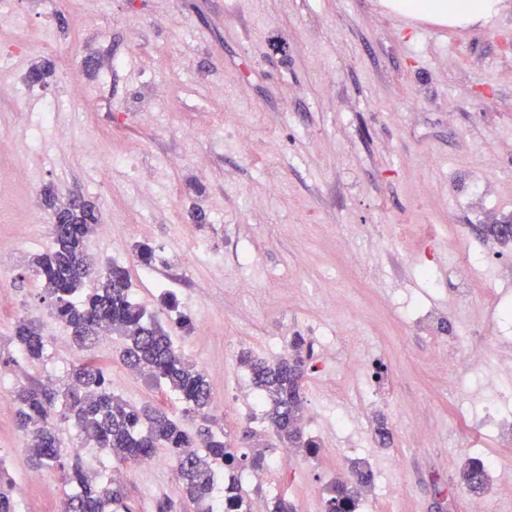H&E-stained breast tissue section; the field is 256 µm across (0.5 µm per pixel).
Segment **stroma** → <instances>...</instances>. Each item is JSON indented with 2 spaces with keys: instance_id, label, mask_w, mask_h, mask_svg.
I'll list each match as a JSON object with an SVG mask.
<instances>
[{
  "instance_id": "stroma-1",
  "label": "stroma",
  "mask_w": 512,
  "mask_h": 512,
  "mask_svg": "<svg viewBox=\"0 0 512 512\" xmlns=\"http://www.w3.org/2000/svg\"><path fill=\"white\" fill-rule=\"evenodd\" d=\"M17 40L26 52L13 70L44 78L0 96V249L18 256L0 267L1 378L5 358H22L9 338L27 312L48 336L29 379L66 377L74 362L28 268L50 244L45 192H74L112 226L88 238L89 253L128 266L134 298L204 368L207 417L233 446H279L239 397L251 386L239 350L274 360L284 336H357L382 355L372 402L337 400L311 360L302 423L321 447L260 478L243 472L251 512L277 495L322 512L327 487L356 463L374 474L360 496L369 512H497L512 485L476 494L461 470L478 452L512 476V445L491 440L486 415L512 364V246L496 231L512 225V8L457 29L382 0H56L47 14L39 0H0V51ZM105 53L121 68L97 66ZM140 244L155 249L151 265L136 262ZM458 253L479 259L470 278L448 262ZM163 277L171 309L153 286ZM178 313L204 324L183 334ZM467 333L484 358L456 381L439 353ZM120 345L110 337L90 354L113 392L181 417L163 384L129 374ZM249 426L257 433L243 438ZM58 434L66 462L110 476L114 462L69 424ZM175 465L164 448L124 464L132 512H193L170 483ZM0 467L20 512H61L53 476L30 480L12 404L0 409Z\"/></svg>"
}]
</instances>
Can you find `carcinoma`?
<instances>
[{
    "label": "carcinoma",
    "instance_id": "carcinoma-1",
    "mask_svg": "<svg viewBox=\"0 0 512 512\" xmlns=\"http://www.w3.org/2000/svg\"><path fill=\"white\" fill-rule=\"evenodd\" d=\"M48 205L53 208L51 243L29 260V269L41 283V299L50 303L54 316L70 330L80 350H92L106 333L123 339L121 359L130 370L146 369L175 392L183 403V418L201 414L212 398L205 372L184 356L169 331L134 299L129 268L115 261L99 267L88 254L86 240L99 223L95 207L90 204L77 209L70 196L60 203L52 197ZM89 280L95 282L94 287H85ZM11 341L27 360L44 358L47 336L40 319L20 316ZM289 347L291 354L273 361L246 350L239 352L238 360L263 397V420L281 443L313 454L319 444L306 436L302 427V380L314 355L313 343L295 336ZM15 403L19 428L24 436H33L30 458L40 468L55 472L68 488L63 512H130V508L120 483L99 482L78 463L65 465L59 439L51 429L56 421L74 425L83 440L120 463L148 460L157 449H169L177 462L182 491L196 512H214L219 469L227 474V512H250L237 471L247 467L257 474L268 464L263 449L240 453L209 428L194 433L164 412L129 404L112 392L103 371L85 359L56 384L22 386ZM462 478L472 491L484 492L488 487L487 473L478 462L467 463ZM372 481L370 469L354 467L351 480L336 481L328 488L323 512H352L357 495ZM0 512H17L13 481L1 467Z\"/></svg>",
    "mask_w": 512,
    "mask_h": 512
}]
</instances>
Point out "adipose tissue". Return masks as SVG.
<instances>
[{
  "mask_svg": "<svg viewBox=\"0 0 512 512\" xmlns=\"http://www.w3.org/2000/svg\"><path fill=\"white\" fill-rule=\"evenodd\" d=\"M505 0H385L395 14L428 20L452 28L490 24L503 10Z\"/></svg>",
  "mask_w": 512,
  "mask_h": 512,
  "instance_id": "adipose-tissue-1",
  "label": "adipose tissue"
}]
</instances>
